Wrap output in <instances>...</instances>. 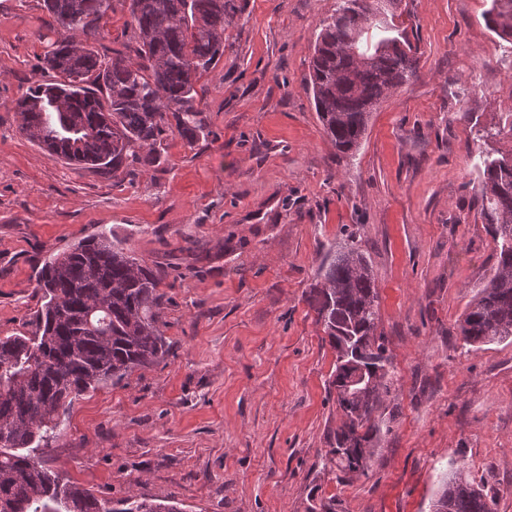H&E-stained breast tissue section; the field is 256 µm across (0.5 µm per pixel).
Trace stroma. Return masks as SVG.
Instances as JSON below:
<instances>
[{"label": "stroma", "mask_w": 512, "mask_h": 512, "mask_svg": "<svg viewBox=\"0 0 512 512\" xmlns=\"http://www.w3.org/2000/svg\"><path fill=\"white\" fill-rule=\"evenodd\" d=\"M43 0H0V337L30 336L45 259L112 236L158 275L169 354L78 397L36 454L97 497H166L182 512H432L456 466L512 512V339L455 331L496 266L482 160L512 149V44L492 0H400L419 58L337 152L309 87L337 0H241L224 55L196 85L203 136L112 177L49 155L16 100L51 81L63 30ZM356 234L397 380L366 474L321 455L341 423L336 352L308 298L322 254ZM492 3V7L485 17L486 24L499 38L511 42L512 0H492Z\"/></svg>", "instance_id": "obj_1"}]
</instances>
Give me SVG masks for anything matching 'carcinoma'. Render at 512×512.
<instances>
[{"label": "carcinoma", "mask_w": 512, "mask_h": 512, "mask_svg": "<svg viewBox=\"0 0 512 512\" xmlns=\"http://www.w3.org/2000/svg\"><path fill=\"white\" fill-rule=\"evenodd\" d=\"M132 40L105 44L112 0H43L64 30L44 57L55 81L17 101L25 133L50 154L117 173L154 163L169 133L192 144L204 130L196 83L224 56V26L238 0H121ZM397 0H337L314 48L311 85L327 136L343 154L359 150L370 114L387 91L414 76L416 49L394 24ZM512 41V0L485 17ZM174 122H169L167 114ZM93 134L82 151L71 143ZM481 213L497 242V269L456 327L466 346L512 337V154L483 161ZM44 303L32 336L0 337V512H182L168 500L98 498L35 460L73 401L163 361L158 277L105 236H90L46 262ZM379 294L360 240L351 236L318 269L310 306L336 350L331 387L342 412L324 467L364 474L387 430L380 409L395 382L386 337L377 333ZM371 385L350 386L353 366ZM499 490L452 469L433 512H495Z\"/></svg>", "instance_id": "obj_1"}]
</instances>
